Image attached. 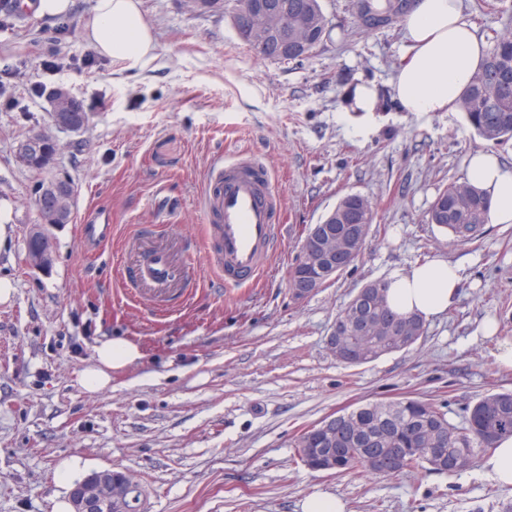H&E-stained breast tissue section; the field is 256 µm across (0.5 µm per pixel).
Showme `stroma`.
<instances>
[{
    "instance_id": "1",
    "label": "stroma",
    "mask_w": 512,
    "mask_h": 512,
    "mask_svg": "<svg viewBox=\"0 0 512 512\" xmlns=\"http://www.w3.org/2000/svg\"><path fill=\"white\" fill-rule=\"evenodd\" d=\"M94 3L73 0L54 18L0 11V83L13 98L0 107V282L13 290L0 303V512H53L76 482L108 469L140 481L144 512H300L317 492L345 512H499L512 488L481 465L454 476L331 475L297 464L293 441L337 412L405 397L460 426L479 397L512 390L496 360L499 340L512 337V224L455 245L425 221L439 189L465 180L471 153L511 163L512 141L491 146L460 111L392 106L369 139L357 137L355 116L339 115L345 88L387 90L409 52L400 19L366 24L359 0H320L329 34L300 61L257 55L224 0H141L157 59L140 73L94 54L85 36ZM463 8L484 41L512 29V0ZM59 86L89 115L81 132L50 124L47 92ZM40 132L60 145L53 172L75 187L76 219L97 207L115 227L96 256L76 220L51 228L46 273L24 261L41 176L17 157ZM237 151L270 169L284 222L260 279L232 287L203 256L199 199L216 158ZM349 193L375 207L363 254L325 288L295 296L288 272L308 227ZM151 224L191 260L185 294L158 312L118 277L125 241ZM438 256L462 269L448 312L409 349L337 361L327 337L340 308L392 269ZM487 322L496 335H485ZM112 337L144 357L89 393L81 372ZM66 461L75 468L64 481Z\"/></svg>"
}]
</instances>
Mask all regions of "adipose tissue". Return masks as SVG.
I'll list each match as a JSON object with an SVG mask.
<instances>
[{"mask_svg": "<svg viewBox=\"0 0 512 512\" xmlns=\"http://www.w3.org/2000/svg\"><path fill=\"white\" fill-rule=\"evenodd\" d=\"M402 26L411 55L391 79L388 93L357 83L345 94L341 109L357 114L361 137L372 134V122L388 102L401 112L455 111L484 61L485 43L467 20L462 0H410ZM86 35L95 50L121 70L142 71L156 59L153 29L139 0H96ZM467 180L486 194L490 223L512 224V165L494 152L479 150L470 158ZM389 279L390 307L430 320L455 303L462 277L456 264L439 256L393 269ZM142 357L140 347L130 340L100 341L81 383L89 392H100L111 383L112 371L133 366Z\"/></svg>", "mask_w": 512, "mask_h": 512, "instance_id": "1", "label": "adipose tissue"}]
</instances>
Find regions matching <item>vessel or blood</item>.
<instances>
[{
	"mask_svg": "<svg viewBox=\"0 0 512 512\" xmlns=\"http://www.w3.org/2000/svg\"><path fill=\"white\" fill-rule=\"evenodd\" d=\"M202 212L208 228L209 264L237 286L255 280L267 267L278 239L281 199L268 168L255 157L238 153L216 163L204 185ZM80 236L90 247L112 240L105 213L88 212ZM119 272L132 298L160 307L175 295L185 277V261L176 260L163 243L135 241Z\"/></svg>",
	"mask_w": 512,
	"mask_h": 512,
	"instance_id": "b4317fda",
	"label": "vessel or blood"
}]
</instances>
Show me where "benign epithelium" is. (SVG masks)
<instances>
[{
  "label": "benign epithelium",
  "instance_id": "1",
  "mask_svg": "<svg viewBox=\"0 0 512 512\" xmlns=\"http://www.w3.org/2000/svg\"><path fill=\"white\" fill-rule=\"evenodd\" d=\"M255 12L251 5H246L238 18L237 33L239 37L256 50L264 49V44L256 43L251 38ZM53 103L50 119L53 126L61 130L76 131L65 124L61 113L82 108V104L67 90L56 87L51 97ZM336 211H331L319 223L312 225L305 241L299 271L291 279L292 292L306 296L325 287L329 278L336 277L348 268L347 261L361 255L365 249L367 228L358 224L355 209H346L347 226L342 234L340 249L330 247L325 239L327 234L322 225L334 222ZM29 267L46 271L53 263L52 255L41 240H32V247L26 254ZM349 331L342 321L334 323L327 338V343L336 359L342 362L362 360L359 349L347 346ZM340 416L323 419L310 428L309 443L313 447L306 449L309 469L315 472L336 473L343 462L341 450L336 448V421ZM143 490L140 483L130 474L113 470L95 472L76 483L71 490L74 512H140Z\"/></svg>",
  "mask_w": 512,
  "mask_h": 512
}]
</instances>
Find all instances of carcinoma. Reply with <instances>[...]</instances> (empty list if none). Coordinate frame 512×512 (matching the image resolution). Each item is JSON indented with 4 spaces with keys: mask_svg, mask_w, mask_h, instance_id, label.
<instances>
[{
    "mask_svg": "<svg viewBox=\"0 0 512 512\" xmlns=\"http://www.w3.org/2000/svg\"><path fill=\"white\" fill-rule=\"evenodd\" d=\"M265 6L256 21L257 38L276 44L286 40L296 46L287 60L305 58L314 48L317 35L328 28L320 0H253ZM459 108L469 126L483 140L503 144L512 139V31L495 36L484 63L467 88ZM488 204L484 196L467 182H451L438 192L426 221L446 230L450 242L467 244L483 234ZM362 302L365 314L383 323L377 332H351L352 344L367 349L372 359L395 351L389 328L394 325L424 326L416 316H402L387 305L389 282L367 284ZM482 416L479 425L459 428L433 404L414 398L368 403L351 410L341 419L336 435L345 449L344 473L367 470V456L382 454L389 460L387 475L403 472L456 475L495 448L497 439L512 435V391L487 394L466 409V414ZM443 459L441 467L429 465V455Z\"/></svg>",
    "mask_w": 512,
    "mask_h": 512,
    "instance_id": "cac0c4a2",
    "label": "carcinoma"
}]
</instances>
